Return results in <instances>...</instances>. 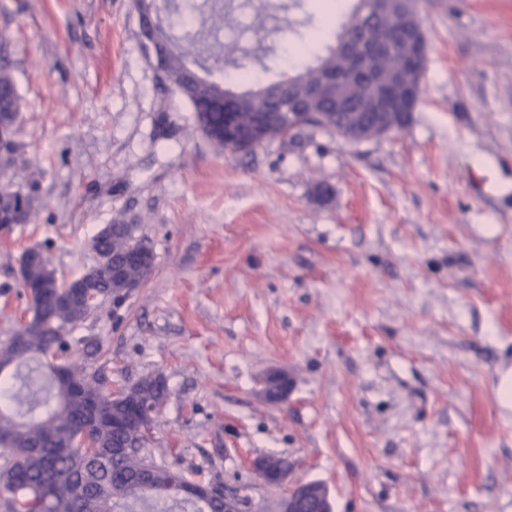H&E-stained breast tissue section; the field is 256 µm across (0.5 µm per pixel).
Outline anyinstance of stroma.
I'll use <instances>...</instances> for the list:
<instances>
[{
	"mask_svg": "<svg viewBox=\"0 0 512 512\" xmlns=\"http://www.w3.org/2000/svg\"><path fill=\"white\" fill-rule=\"evenodd\" d=\"M310 0H252L218 20L264 85L334 45ZM427 57L401 131L357 146L307 129L232 155L142 57L132 0H0L23 96L13 182L28 223L0 229V347L31 317L28 246L58 275L95 266L124 221L155 262L72 339L100 343L109 388L162 375L156 462L222 484L243 512L287 459L333 512H512V0H420ZM309 38L300 54L294 44ZM288 374L267 402L261 379ZM264 398L271 403L283 401L288 395V374L281 370H271L262 380ZM271 456H264L256 459L253 463V469L260 474L265 485L269 487H281L288 480L290 466H280L272 468L269 466Z\"/></svg>",
	"mask_w": 512,
	"mask_h": 512,
	"instance_id": "stroma-1",
	"label": "stroma"
}]
</instances>
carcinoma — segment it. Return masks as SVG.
<instances>
[{
  "mask_svg": "<svg viewBox=\"0 0 512 512\" xmlns=\"http://www.w3.org/2000/svg\"><path fill=\"white\" fill-rule=\"evenodd\" d=\"M418 0H385L392 21L410 25L407 13L417 10ZM363 22H378L375 0H355L346 21L336 34V42L316 63L288 77L287 83H270L242 91L233 101L240 112H264L267 136L275 139L282 129L283 113L292 111L291 103L302 102L308 112H327L340 122L345 112L363 111V103L372 90L391 91L395 111H404L413 91L420 85L421 71L412 56L415 46L393 27L379 30L396 44V52L366 53L361 56L363 76L374 80H343L325 84L330 75L342 74L348 66L343 47L356 36ZM189 13L179 16L176 25L182 34L173 33V25L161 27L154 41L167 46L163 67L167 86L183 95L196 113L199 129L224 151L240 153L244 146L236 139L224 138V60L236 55V47L224 46L219 52L204 53L201 30ZM23 110V98L12 72L0 66V123L15 126ZM35 199L19 192L0 193V224H14L30 217ZM134 229L117 222L106 233L92 239L95 252L108 257L113 265L123 266ZM152 268L124 266L120 278L112 269H91L81 277L93 281L105 297L119 298L125 290L147 280ZM27 281L39 292L28 300L32 312L8 344L0 348V359L10 360L25 354L15 372L0 377V490L12 496L0 500L4 512H170L176 505L185 512H224V503L179 498L167 491L169 485L190 480L182 471L157 464L145 450L147 440L139 429L132 400H112V390L98 374L68 361L65 374L43 380L44 360L55 352H71L69 336H58L55 329L70 332L87 316L82 299L74 296L62 304L59 300L56 271L40 260L24 268ZM135 396L143 404H164L168 396L161 375H146L135 386ZM27 406L32 415L24 419L20 408ZM97 445L90 456L79 447L82 437ZM125 452L114 456L112 449Z\"/></svg>",
  "mask_w": 512,
  "mask_h": 512,
  "instance_id": "1",
  "label": "carcinoma"
}]
</instances>
